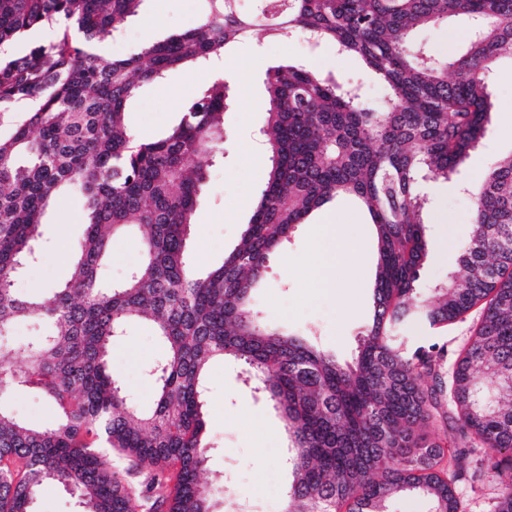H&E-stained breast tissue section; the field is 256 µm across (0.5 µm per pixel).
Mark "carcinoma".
Listing matches in <instances>:
<instances>
[{
  "label": "carcinoma",
  "instance_id": "1",
  "mask_svg": "<svg viewBox=\"0 0 512 512\" xmlns=\"http://www.w3.org/2000/svg\"><path fill=\"white\" fill-rule=\"evenodd\" d=\"M144 0H0V392L22 389L55 408L33 428L0 406V512H34L43 485L70 492L80 512H214L224 476L202 479L207 371L246 367L244 383L273 402L291 437L286 512H389L404 493L430 512H459L455 483L478 452L428 440L448 430L453 403L464 440L487 445L482 466L500 485L494 512H512V152L497 159L473 201L458 271L416 301L430 251L427 178L448 180L480 140L494 109L490 78L512 56V0H201L192 30L106 60L98 46ZM459 17L479 34L464 52L434 60L408 49L411 33ZM62 36L13 56L28 31ZM308 38L360 58L388 90L373 112L349 84L302 64L270 66L261 128L266 186L223 262L200 272L188 259L191 225L209 169L224 157L231 84L215 76L166 135L142 140L127 104L179 67L209 65L257 31ZM76 187L86 233L72 273L47 300L14 281L34 256L42 218ZM339 197L367 211L377 242L372 314L350 363L279 331L253 303L270 257L296 226ZM137 228L143 260L104 288L112 237ZM483 316L457 358L451 385L437 371L444 349L412 352L400 330L443 327L474 306ZM41 333L4 343L16 323ZM136 320L164 353L149 369L155 403L137 407L112 372L110 350ZM432 376L435 383L423 386ZM128 461L119 470L112 454ZM400 466H391L393 461Z\"/></svg>",
  "mask_w": 512,
  "mask_h": 512
}]
</instances>
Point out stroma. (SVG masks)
Listing matches in <instances>:
<instances>
[{
	"label": "stroma",
	"instance_id": "35a3bbf8",
	"mask_svg": "<svg viewBox=\"0 0 512 512\" xmlns=\"http://www.w3.org/2000/svg\"><path fill=\"white\" fill-rule=\"evenodd\" d=\"M201 0H145L142 11L128 19L125 37L108 40L100 52L108 59L126 58L150 41H158L197 26L202 19ZM468 26L457 19L415 31L413 46L445 60L461 51ZM225 62L242 71L231 85V104L224 114V160L211 170L192 227L189 259L201 271L220 264L237 244L252 211L244 200H257L266 181L265 168L252 162L251 150L259 148L258 130L264 122L260 104L264 96L262 74L269 65L302 63L360 85L363 100L381 111L386 89L358 58L340 54L332 46L300 39L266 38L241 44L224 56ZM212 80L201 67L170 72L160 83L126 108L129 125L145 139L163 136L180 118L182 107ZM495 110L481 143L471 151L451 181L424 183L430 201L425 218L430 257L420 273L418 299H425L456 270V255L472 229L469 189L480 186L499 156L512 152V57L503 56L492 73ZM336 213L343 226L341 248L347 259L365 265L368 276L333 291L321 289L305 272L309 241L316 224L327 213ZM85 232L83 199L75 190L62 193L48 211L41 227L39 254L17 279L18 293L49 295L70 276V257ZM142 260L137 235L112 240V253L101 268L103 287L120 283ZM377 263L374 227L353 200L339 198L298 225L281 252L269 261L265 283L256 294L265 317L282 329L306 334L339 362L354 357L360 333L370 316V274ZM482 316L472 308L453 323L434 331L421 325L404 331L405 347L438 344L446 347L444 377H451L456 359L469 342ZM163 353L152 330L143 323L130 325L110 352L112 370L128 397L150 406L155 388L147 368ZM208 440L215 452L210 468L222 472L224 488L237 503L252 512H283L289 475L283 465L288 434L272 405L254 395L243 382L240 368L230 361L211 365L208 376ZM462 512H494L500 489L485 470L471 468L455 485Z\"/></svg>",
	"mask_w": 512,
	"mask_h": 512
}]
</instances>
